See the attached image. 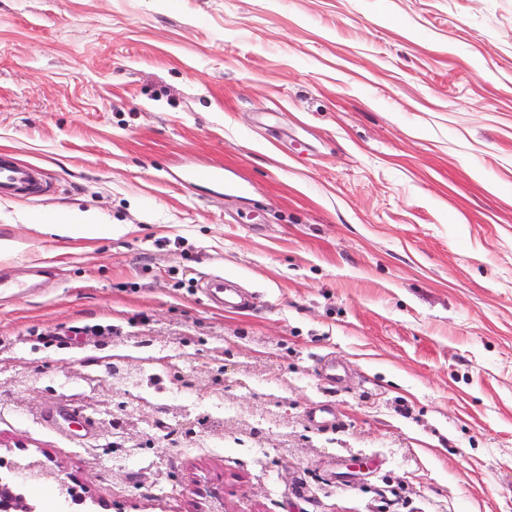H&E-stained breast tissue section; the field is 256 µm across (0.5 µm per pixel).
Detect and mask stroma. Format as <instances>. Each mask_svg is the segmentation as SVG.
<instances>
[{
	"label": "stroma",
	"mask_w": 512,
	"mask_h": 512,
	"mask_svg": "<svg viewBox=\"0 0 512 512\" xmlns=\"http://www.w3.org/2000/svg\"><path fill=\"white\" fill-rule=\"evenodd\" d=\"M0 152L46 181L0 195L29 504L512 512V0H0ZM216 167L241 191L181 179ZM72 211L111 234L46 232ZM178 356L260 442L74 423L77 374ZM15 474L17 477L24 478H33L38 480L49 479L58 487H65L67 482L65 480L64 474L59 469H54L48 466L44 461L37 459L34 460L31 464L23 465L19 464L16 467Z\"/></svg>",
	"instance_id": "obj_1"
}]
</instances>
